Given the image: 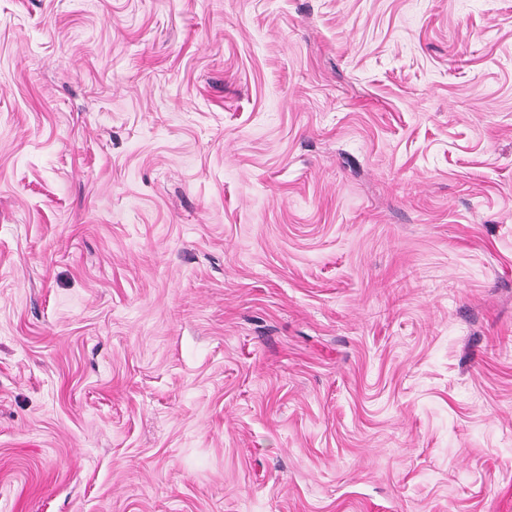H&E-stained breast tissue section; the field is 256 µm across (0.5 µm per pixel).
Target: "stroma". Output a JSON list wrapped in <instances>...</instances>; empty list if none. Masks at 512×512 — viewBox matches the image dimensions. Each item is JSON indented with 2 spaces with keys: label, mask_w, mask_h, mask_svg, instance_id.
<instances>
[{
  "label": "stroma",
  "mask_w": 512,
  "mask_h": 512,
  "mask_svg": "<svg viewBox=\"0 0 512 512\" xmlns=\"http://www.w3.org/2000/svg\"><path fill=\"white\" fill-rule=\"evenodd\" d=\"M0 512H512V0H0Z\"/></svg>",
  "instance_id": "stroma-1"
}]
</instances>
